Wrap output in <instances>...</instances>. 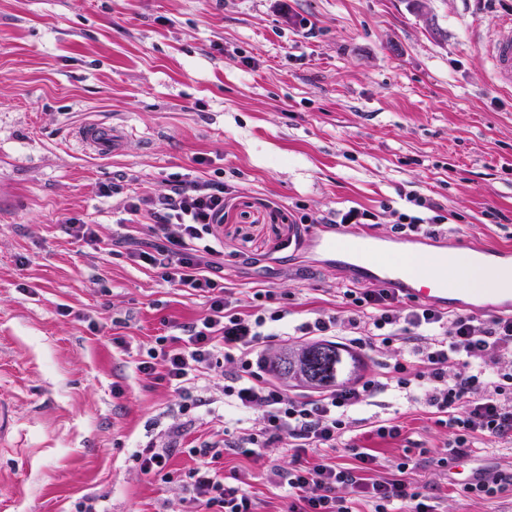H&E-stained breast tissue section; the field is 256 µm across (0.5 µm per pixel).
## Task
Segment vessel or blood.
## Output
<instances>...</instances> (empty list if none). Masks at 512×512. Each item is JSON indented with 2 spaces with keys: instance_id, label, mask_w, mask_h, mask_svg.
I'll use <instances>...</instances> for the list:
<instances>
[{
  "instance_id": "obj_1",
  "label": "vessel or blood",
  "mask_w": 512,
  "mask_h": 512,
  "mask_svg": "<svg viewBox=\"0 0 512 512\" xmlns=\"http://www.w3.org/2000/svg\"><path fill=\"white\" fill-rule=\"evenodd\" d=\"M487 56L494 81L500 86L512 87V17L495 24ZM77 137L95 155L106 157L123 149L126 133L121 126L91 121L78 128ZM311 244L327 254L343 253L348 266L360 271L367 280L396 289L414 301L444 309H455L465 303L458 289L452 288L447 280L436 274L439 267L447 264V254L416 253L412 256L411 265L404 267L377 238H361L347 243L339 237L318 234L312 237ZM422 266L433 273L431 285L427 288L418 284V269Z\"/></svg>"
}]
</instances>
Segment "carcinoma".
I'll return each instance as SVG.
<instances>
[{
    "mask_svg": "<svg viewBox=\"0 0 512 512\" xmlns=\"http://www.w3.org/2000/svg\"><path fill=\"white\" fill-rule=\"evenodd\" d=\"M279 358L288 360L291 368L306 367L311 371L310 377L306 379L295 374L289 376L288 383L316 390L350 383L360 374V364L353 355L327 342L288 346L279 352Z\"/></svg>",
    "mask_w": 512,
    "mask_h": 512,
    "instance_id": "carcinoma-1",
    "label": "carcinoma"
}]
</instances>
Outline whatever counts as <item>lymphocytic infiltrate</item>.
I'll return each instance as SVG.
<instances>
[{"instance_id":"1","label":"lymphocytic infiltrate","mask_w":512,"mask_h":512,"mask_svg":"<svg viewBox=\"0 0 512 512\" xmlns=\"http://www.w3.org/2000/svg\"><path fill=\"white\" fill-rule=\"evenodd\" d=\"M411 202L428 210V217L401 214L394 232L442 233L438 205L417 196ZM123 207L154 238L135 252V259L160 269L166 281L209 298L208 314L185 325L182 335L156 337L138 371L189 395L180 408L189 418L207 404L191 397L193 381L221 373L225 401L252 420L250 429L229 433L223 444L189 448L198 461L184 484L193 512H258L243 477L226 481L218 462L228 451L261 459L271 448L287 449L294 460L291 468L272 465L266 473L269 482L287 489V512H355L358 502L372 506L373 512H436L427 486L407 478L417 465L414 457L404 456L390 476H378L375 455L351 436L357 422L349 418V410L392 385L428 408L436 425L451 430L448 455L439 459V466L471 449L512 441V316L451 314L432 305H405L391 288H343V312L316 314L292 327L291 335L327 338L344 329L355 351H384L389 358L379 374L295 399L266 378V360L259 353L269 324L284 320L286 311H239L210 259L214 249L206 240L216 236L224 220L223 183L175 176L165 193L129 197ZM337 448L352 452L355 466L302 461L307 453Z\"/></svg>"}]
</instances>
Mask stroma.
<instances>
[{"label": "stroma", "mask_w": 512, "mask_h": 512, "mask_svg": "<svg viewBox=\"0 0 512 512\" xmlns=\"http://www.w3.org/2000/svg\"><path fill=\"white\" fill-rule=\"evenodd\" d=\"M512 0H0V512H188L179 484L147 479L134 454L167 441L185 398L140 374L159 336L203 317L201 294L111 252L120 214L99 188L157 194L170 175L224 182L215 246L243 309L269 289L288 324L341 310L335 290L362 286L335 257L293 238L309 217L372 212L342 236L387 248H434L393 232L409 195L441 207L454 245L512 251V89L497 86L484 45ZM122 123L123 151L90 155L74 132ZM83 218L95 243L65 234ZM69 315H61V307ZM107 324L110 335L92 328ZM191 438L220 441L247 413L225 404L224 380ZM355 441L388 475L409 444L425 446L413 478L439 512H512L467 496L447 469L451 434L395 388L351 412ZM402 425L385 442L372 426ZM232 452L260 512H280L268 465Z\"/></svg>", "instance_id": "35a3bbf8"}]
</instances>
